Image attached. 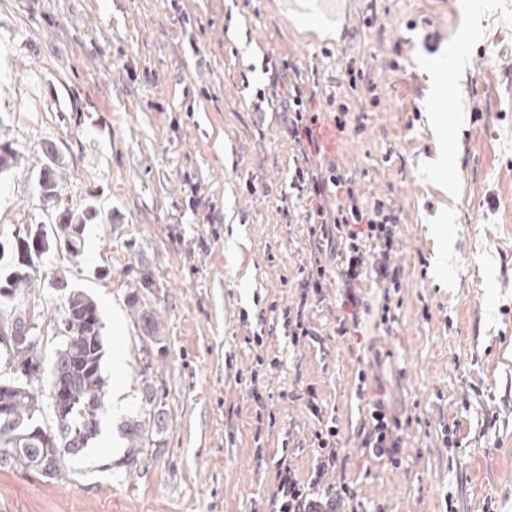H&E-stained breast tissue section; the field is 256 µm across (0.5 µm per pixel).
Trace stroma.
Segmentation results:
<instances>
[{
	"instance_id": "stroma-1",
	"label": "stroma",
	"mask_w": 512,
	"mask_h": 512,
	"mask_svg": "<svg viewBox=\"0 0 512 512\" xmlns=\"http://www.w3.org/2000/svg\"><path fill=\"white\" fill-rule=\"evenodd\" d=\"M503 0H342L334 28L308 34L280 0H0V142L22 162L0 177V240L97 205L79 260L56 252L21 302L43 370L63 337L65 274L97 304L106 380L100 432L58 482L0 468V512H257L272 458L307 475L314 386L336 411L347 477L367 512H512V17ZM369 39L355 31L368 18ZM462 73L449 75L456 54ZM289 60L327 96L365 115L332 155L365 197L400 218L391 261L403 269L399 320L372 349L336 334L335 296L308 302L322 344L291 346L278 314L300 300L309 260L299 154L283 115L257 92L264 59ZM368 84L343 85L348 58ZM53 167L57 202L37 176ZM287 210H280V202ZM211 223H204V216ZM449 232L450 272L435 266ZM152 276L153 287L139 284ZM138 310H131L130 300ZM277 312H270V304ZM158 321L162 345L141 320ZM265 332L279 359L260 385L275 426L255 443V405L238 381ZM403 368L395 413L410 417L402 464L358 450V369ZM149 442L127 455L125 426L149 416ZM458 423L461 448L442 426Z\"/></svg>"
}]
</instances>
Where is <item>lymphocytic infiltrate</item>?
<instances>
[{
    "label": "lymphocytic infiltrate",
    "instance_id": "1",
    "mask_svg": "<svg viewBox=\"0 0 512 512\" xmlns=\"http://www.w3.org/2000/svg\"><path fill=\"white\" fill-rule=\"evenodd\" d=\"M267 96L280 99L288 135L303 158L291 183L294 189H308L314 202L307 227L311 257L299 269L300 297L320 303L328 289H336L348 309L338 320L337 336L362 333L360 284L370 278L395 284L401 277L400 267L390 263L399 218L383 200L358 195L340 164L322 156L317 135L320 115L310 107L314 94L304 79L268 86ZM313 158L318 161L314 167L309 164ZM357 394L365 404L360 452L376 462L399 463L405 445L403 424L390 412L384 395L373 392L362 370L357 373ZM305 395V406L318 422L311 434L314 464L304 479L285 459L276 461L268 512H342L358 502L355 484L345 476L349 455L340 444L336 418L327 414L314 387H307Z\"/></svg>",
    "mask_w": 512,
    "mask_h": 512
}]
</instances>
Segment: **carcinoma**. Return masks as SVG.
Instances as JSON below:
<instances>
[{
  "label": "carcinoma",
  "instance_id": "carcinoma-1",
  "mask_svg": "<svg viewBox=\"0 0 512 512\" xmlns=\"http://www.w3.org/2000/svg\"><path fill=\"white\" fill-rule=\"evenodd\" d=\"M19 151L9 144L0 146V173L17 167ZM47 167L39 174L43 196L58 198V183ZM99 217L94 205L78 211L66 209L58 222L46 227L33 224L18 229L12 240L0 241V308L18 301L35 287V261L63 251L77 259L83 253L82 235L87 224ZM61 347L54 357L49 389L44 391L33 372L38 370L40 336L30 330L31 339L6 356L17 369L14 380L0 383V409L11 411L13 419H0V465L21 467L53 480L67 477L66 459L80 456L99 433L98 413L104 405L105 380L101 373L103 357L102 323L94 301L83 291L70 289L60 315ZM61 381L68 389L62 423L48 428L39 422L50 409L51 388ZM130 448L147 445L146 421L133 419L126 424Z\"/></svg>",
  "mask_w": 512,
  "mask_h": 512
}]
</instances>
